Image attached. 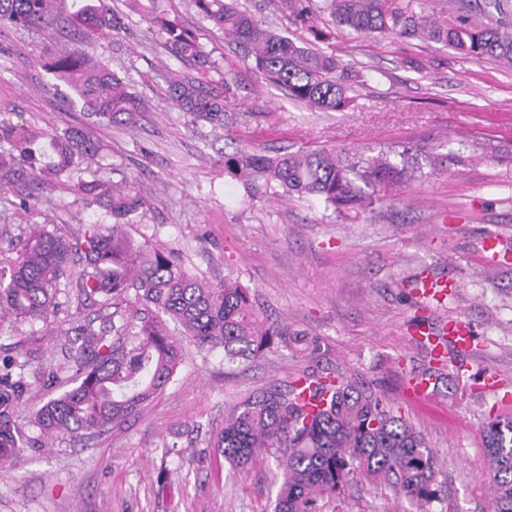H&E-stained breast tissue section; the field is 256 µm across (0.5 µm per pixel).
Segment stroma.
Returning a JSON list of instances; mask_svg holds the SVG:
<instances>
[{"label":"stroma","instance_id":"1","mask_svg":"<svg viewBox=\"0 0 512 512\" xmlns=\"http://www.w3.org/2000/svg\"><path fill=\"white\" fill-rule=\"evenodd\" d=\"M196 30L216 68L237 67L247 109L263 117L231 129L256 147L344 148L363 152L389 145H434L447 154L446 171L425 175L367 211L336 216L317 200L296 195L249 200L224 172L223 141L205 145L199 129L165 96L168 71L195 76L174 57L164 37L149 34L140 16L122 19L119 34L88 42L112 70L129 77L148 99L134 128L101 126L68 109L43 68L63 40H83L77 27L0 32V118L63 133L85 129L114 168L132 179L147 206L126 232L135 242L178 249L186 266L211 280L238 279L259 313L306 330L321 352L300 357L280 349L225 367L219 354L182 344L176 380L124 423L53 449H25L15 468L0 473V512H273L281 471L272 455L243 470L229 467L208 446L224 413L242 396L302 374L333 371L372 385L434 452L444 499L433 512H493L482 422L493 396L475 393L482 374L497 370L512 384V257L501 262L484 249L495 236L512 249V67L492 58L471 60L450 47L394 35L336 33L337 56L354 78L355 107L318 112L289 101L252 67L235 45L198 15L191 0H157ZM448 25L484 22L485 0H428ZM85 40V39H84ZM415 59L418 70L404 67ZM37 200L34 219L75 237L102 210L72 191L0 171V256H15L23 223L20 197ZM460 283L456 295L421 309L406 285L420 272ZM462 315L478 346L464 370L448 376L430 400H411L407 379L428 364L411 336L416 321L438 326ZM39 340L50 360L59 342L43 322H0V356L19 340ZM170 488L157 493V476ZM322 512H415L388 486L354 475L344 495Z\"/></svg>","mask_w":512,"mask_h":512}]
</instances>
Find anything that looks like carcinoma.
Segmentation results:
<instances>
[{"mask_svg": "<svg viewBox=\"0 0 512 512\" xmlns=\"http://www.w3.org/2000/svg\"><path fill=\"white\" fill-rule=\"evenodd\" d=\"M148 30L165 36L175 56L204 74L215 69L195 31L176 15L148 12L141 0H125ZM202 19L224 31L244 51L242 61L261 72L288 98L320 112L348 109L351 87L337 75L341 61L330 53L297 43L264 24L239 0H192ZM500 15L489 24L448 26L426 13L424 0H322L320 11L336 27L364 34L419 37L442 43L471 59L493 58L512 66V21L508 0H488ZM288 23L305 29L315 42L331 44L336 33L318 25L312 0H275ZM66 20L88 38L119 32L110 0H0V29L40 31ZM43 67L70 93L64 102L100 125L137 124L148 105L126 78L88 50L63 44ZM216 91L184 75L166 77L172 106L191 125L227 130L248 116L234 90L235 70L224 68ZM99 146L78 129L51 133L27 122L0 120V170L49 185H66L103 209L95 224L70 239L45 224L26 220L24 242L0 266V319L13 323L55 321L76 283L85 306L107 312L103 325L69 320L57 359H39L37 341L19 345L0 358V466L10 465L39 441L26 436L15 412L34 386L59 385L34 414L44 440L76 439L127 420L139 406L163 391L181 363L179 338L194 342L224 363L255 359L283 347L309 357L318 340L305 330L259 318L250 289L230 277L219 283L193 274L181 253L149 241L136 244L123 226L144 208V199L127 179L114 182L95 166ZM448 156L420 146L390 145L373 154L334 148L291 152L257 151L235 145L224 154V170L240 181L250 199L307 196L341 216L372 207L403 184L446 168ZM135 300L143 315L118 314ZM172 321L180 337L167 329ZM485 457L492 481L494 512H512V416L488 412L482 425ZM214 449L234 468L276 453L282 470L274 512H319L318 503L344 492L359 472L371 482L402 493L422 512L441 501V482L425 435L396 414L362 382L336 374L307 373L287 389L255 391L224 416L212 438Z\"/></svg>", "mask_w": 512, "mask_h": 512, "instance_id": "carcinoma-1", "label": "carcinoma"}]
</instances>
